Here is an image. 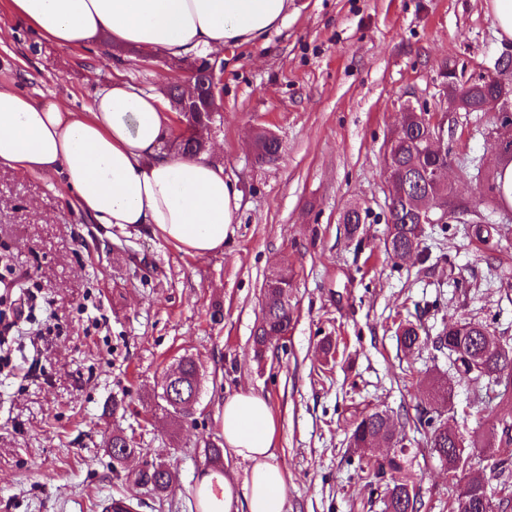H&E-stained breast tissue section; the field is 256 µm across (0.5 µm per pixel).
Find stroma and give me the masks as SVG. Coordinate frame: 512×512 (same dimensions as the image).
I'll return each mask as SVG.
<instances>
[{"label":"stroma","instance_id":"35a3bbf8","mask_svg":"<svg viewBox=\"0 0 512 512\" xmlns=\"http://www.w3.org/2000/svg\"><path fill=\"white\" fill-rule=\"evenodd\" d=\"M508 58L512 41L498 37L487 0H292L265 45L216 56L223 120L207 157L240 208L223 250L209 255L146 226L97 223L61 176L0 167V251L12 257L0 279L28 289L0 305L9 317L26 311L0 345V512H101L111 496L142 501L140 512H195V482L209 465L203 442L221 438L219 406L240 391L271 406L287 512H381L386 481L360 471L350 446L353 420L374 409L404 438L419 512H450L446 471L416 419L429 381L452 369L434 346L448 324L486 321L512 347V207L482 195L495 166L492 113L453 111L442 72L454 71L460 88L499 75L512 85L499 69ZM117 76L156 93L182 78L161 54L57 47L0 0V82L37 99L64 93L80 112ZM408 106L438 113L449 177L468 208L427 225L429 261L396 264L384 250V154ZM259 127L280 141L275 163L256 159ZM350 207L361 214L354 238L341 220ZM476 222L486 240L474 236ZM284 263L294 271L290 332L259 359L263 287ZM408 322L425 338L411 352L397 337ZM184 356L200 365L201 395L176 421L155 402ZM116 396L125 408L115 413ZM501 417L481 382L456 387L441 413L460 431L490 435L470 463L488 479L495 459L512 458ZM116 429L139 446L123 464L105 451ZM159 462L174 474L161 500L133 479Z\"/></svg>","mask_w":512,"mask_h":512}]
</instances>
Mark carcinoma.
<instances>
[{
    "mask_svg": "<svg viewBox=\"0 0 512 512\" xmlns=\"http://www.w3.org/2000/svg\"><path fill=\"white\" fill-rule=\"evenodd\" d=\"M509 93L494 78L474 83L465 89L452 91V99L473 112L483 111L488 98ZM424 133L418 118L403 129L398 137L391 140L389 166L393 178L400 182L402 194L390 199L386 216L387 238L392 249L398 253L419 245L421 231L417 223L415 208L426 199L429 188L423 183L422 174L438 168H448V156L427 153L423 149ZM256 159L262 164H272L278 158L279 142L266 132L257 135ZM292 287L288 270L279 268L264 286L262 317L255 333L253 345L257 357H263L268 337L287 329L292 322L293 308L288 299V288ZM399 342L404 349L412 351L422 343L419 328L411 323L402 328ZM440 349L448 350L452 358L454 372L448 380L433 385L427 396L429 408L434 409L451 403L455 387L481 377H488L496 386L509 388L512 383V358L508 357L503 344L494 336L487 324L465 319L461 324H452L436 339ZM176 380L180 381L183 395L177 400L166 397L161 392L160 400L164 409L178 417L186 412L192 391L200 387L198 365L191 356L182 357L175 370ZM425 429L427 445L432 448L448 474V484L455 489L452 512H503L512 506V498L506 494L505 484L512 478V461L501 459L494 463L493 470L502 488L495 491L478 478L464 480V471L470 459L473 441L465 440L452 428L442 430L436 417L426 411L419 417ZM351 444L361 452L359 469L377 468V471L390 475L382 499L383 512H417L418 493L405 473V450L400 440L395 438L390 416L379 410L361 414L354 422L350 437ZM384 441L393 453L379 462L364 456L379 442ZM135 480L147 485L159 499L168 495L172 485V473L163 463L154 464L135 475Z\"/></svg>",
    "mask_w": 512,
    "mask_h": 512,
    "instance_id": "carcinoma-1",
    "label": "carcinoma"
}]
</instances>
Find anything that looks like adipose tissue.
<instances>
[{
	"mask_svg": "<svg viewBox=\"0 0 512 512\" xmlns=\"http://www.w3.org/2000/svg\"><path fill=\"white\" fill-rule=\"evenodd\" d=\"M14 14L63 48L109 37L171 57L258 45L288 18L290 0H11ZM172 134L159 94L115 79L82 112L0 83V166L59 173L77 205L102 224L149 226L186 253L220 251L239 208L222 166L163 152ZM226 450L247 461L243 477L203 470L196 512H287L285 476L273 452L267 400L239 392L222 403Z\"/></svg>",
	"mask_w": 512,
	"mask_h": 512,
	"instance_id": "obj_1",
	"label": "adipose tissue"
}]
</instances>
